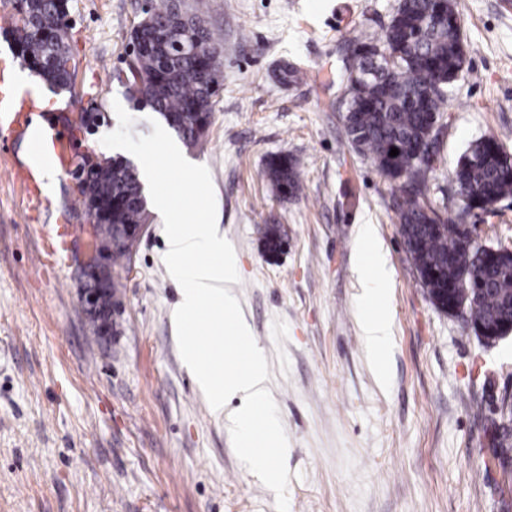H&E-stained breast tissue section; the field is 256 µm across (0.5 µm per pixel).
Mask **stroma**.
<instances>
[{
  "instance_id": "35a3bbf8",
  "label": "stroma",
  "mask_w": 512,
  "mask_h": 512,
  "mask_svg": "<svg viewBox=\"0 0 512 512\" xmlns=\"http://www.w3.org/2000/svg\"><path fill=\"white\" fill-rule=\"evenodd\" d=\"M223 52L224 89L205 141L182 147L210 172L220 229L235 251L228 289L263 351L266 382L288 436L289 512H505L512 464L489 430L512 398V337L487 345L438 310L407 256L390 181L349 142L342 97L345 43L378 38L398 0H200ZM143 0H68L70 87L47 88L49 111L89 87L105 123L88 150L118 127L114 103L151 134V109L133 108L117 80ZM469 60L448 90L440 162L429 198L455 214L450 173L475 140L512 150V0H457ZM299 69L288 83L286 65ZM0 147V512H276L275 494L238 459L226 427L185 368L171 313L180 301L164 263L163 224L152 219L116 278L120 332L99 341L79 300L87 235L71 173L56 176L52 207L29 223ZM287 154L303 191L279 197L265 175ZM76 227L59 264L44 261L50 224ZM282 225L288 247L265 255L260 230ZM372 225L376 250L360 259ZM388 281L383 358L362 327L377 263Z\"/></svg>"
}]
</instances>
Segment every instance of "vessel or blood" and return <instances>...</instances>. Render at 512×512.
Segmentation results:
<instances>
[{"label":"vessel or blood","instance_id":"1","mask_svg":"<svg viewBox=\"0 0 512 512\" xmlns=\"http://www.w3.org/2000/svg\"><path fill=\"white\" fill-rule=\"evenodd\" d=\"M38 108L37 99L17 94L10 73L1 67L0 129L9 128L15 137L28 143L27 158L16 162L12 173L15 184L20 185L26 193L30 203L28 218L33 223L40 222L51 207L45 173L67 171L80 153L77 133L63 135L52 128L31 125L29 115Z\"/></svg>","mask_w":512,"mask_h":512}]
</instances>
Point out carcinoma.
Instances as JSON below:
<instances>
[{"instance_id": "obj_1", "label": "carcinoma", "mask_w": 512, "mask_h": 512, "mask_svg": "<svg viewBox=\"0 0 512 512\" xmlns=\"http://www.w3.org/2000/svg\"><path fill=\"white\" fill-rule=\"evenodd\" d=\"M68 0H17L10 34L19 52L49 84L68 86L70 53ZM141 47L126 67L130 86L189 147L202 144L211 124L214 98L224 89L217 40L202 10L189 12L182 0H152ZM191 30L202 47L188 55L165 39L166 29ZM469 54L456 0H399L379 39L359 37L347 47L349 85L345 128L349 141L369 154L400 192L396 217L408 257L431 303L441 311L453 304L472 332L496 331L512 323V254L490 256L464 245L467 218L474 210L512 196V153L493 134L474 141L450 173L457 201L455 217L444 220L427 198L424 152L439 153V114L448 86L465 68ZM399 154L390 156L391 148ZM276 192L296 197L302 190L298 166L286 155L267 163ZM87 209L112 206V217L96 222V233L112 241V267H122L138 238L125 226L149 221L142 187L133 167L113 159L78 185ZM264 246L273 254L287 242L281 225H264ZM495 447L512 450V408L491 421Z\"/></svg>"}]
</instances>
